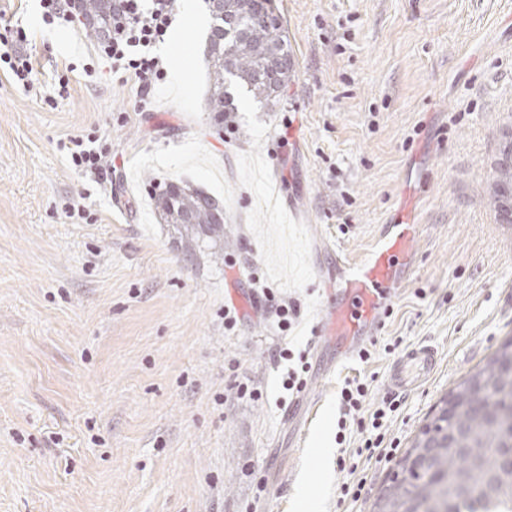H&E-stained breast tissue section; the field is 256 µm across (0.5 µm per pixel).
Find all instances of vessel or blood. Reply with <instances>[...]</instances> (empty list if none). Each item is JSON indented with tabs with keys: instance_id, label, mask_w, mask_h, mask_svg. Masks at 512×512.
<instances>
[{
	"instance_id": "1",
	"label": "vessel or blood",
	"mask_w": 512,
	"mask_h": 512,
	"mask_svg": "<svg viewBox=\"0 0 512 512\" xmlns=\"http://www.w3.org/2000/svg\"><path fill=\"white\" fill-rule=\"evenodd\" d=\"M414 234V225H390L363 260L337 262L340 286L333 297L330 318L316 328L317 335L330 339L322 354L324 370H331L337 359L356 352L382 330L391 290L408 260V243ZM436 355L429 345L408 350L390 375L392 389L405 391L416 386L433 370Z\"/></svg>"
}]
</instances>
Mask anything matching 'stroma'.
Instances as JSON below:
<instances>
[{
	"label": "stroma",
	"instance_id": "stroma-1",
	"mask_svg": "<svg viewBox=\"0 0 512 512\" xmlns=\"http://www.w3.org/2000/svg\"><path fill=\"white\" fill-rule=\"evenodd\" d=\"M275 5L294 75L273 105L233 86L237 110L217 125L205 0H179L149 109L134 83L86 81L84 32L44 25L36 0H0V20L32 29L42 83L28 92L0 68V512H371L395 460L339 469L364 440L351 423L336 444L345 383H370L369 413L398 397L382 432L403 450L512 338V224L489 195L512 131V0ZM91 132L112 151L101 185L61 147ZM171 180L223 204L222 262L158 222L152 196ZM79 199L88 217L67 218ZM404 210L410 268L371 358L325 378L311 365L316 415L298 434L274 353H310L337 258H365ZM266 287L295 305L289 330ZM418 343L437 349L434 372L392 394ZM244 384L260 399L239 397ZM355 478L361 497L339 502Z\"/></svg>",
	"mask_w": 512,
	"mask_h": 512
}]
</instances>
